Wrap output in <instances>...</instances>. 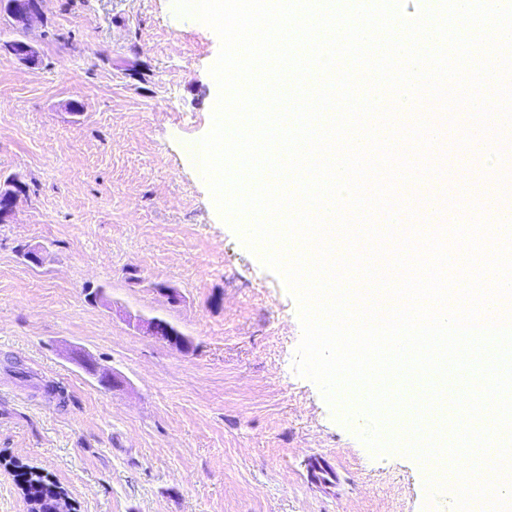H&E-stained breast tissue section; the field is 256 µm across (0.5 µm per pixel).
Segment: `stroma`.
Returning a JSON list of instances; mask_svg holds the SVG:
<instances>
[{"label":"stroma","instance_id":"obj_1","mask_svg":"<svg viewBox=\"0 0 512 512\" xmlns=\"http://www.w3.org/2000/svg\"><path fill=\"white\" fill-rule=\"evenodd\" d=\"M16 38L42 63L0 50V180L27 186L0 224V456L78 512H452L428 465L371 452L365 417L298 374L296 300L186 153L212 125L215 32L173 0H43L20 32L0 12ZM448 142L454 195L494 217L486 146ZM153 318L187 346L137 328Z\"/></svg>","mask_w":512,"mask_h":512}]
</instances>
